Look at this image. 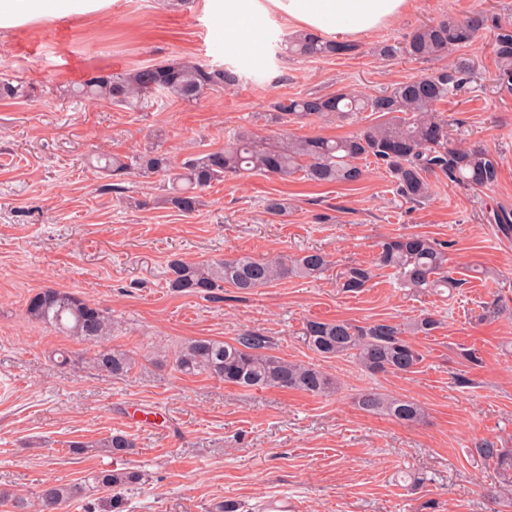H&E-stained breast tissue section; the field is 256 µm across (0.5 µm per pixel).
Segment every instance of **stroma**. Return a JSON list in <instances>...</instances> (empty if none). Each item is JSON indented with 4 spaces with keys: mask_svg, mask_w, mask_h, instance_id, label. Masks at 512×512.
<instances>
[{
    "mask_svg": "<svg viewBox=\"0 0 512 512\" xmlns=\"http://www.w3.org/2000/svg\"><path fill=\"white\" fill-rule=\"evenodd\" d=\"M476 12L512 20V0H413L387 29L358 41L354 56L298 58L282 43L295 35L288 17L270 9L262 21L258 63L224 42L211 0H114L90 18L46 17L0 34V76L32 87L31 97L0 100V493L36 502L48 483H80L83 498L61 512H100L99 471L140 475L126 512H263L285 498L299 512H512V472L474 452L481 439L512 448V316L479 320L485 303L512 308V233L490 212L512 213V96L492 76L493 28L460 55L473 81L436 105L456 142L481 143L497 160L488 188L429 175L425 204L405 203L391 178L364 162V180L315 184L254 174L212 183L191 214L157 204L159 179L129 176L125 193L88 164L94 153L159 149L183 159L223 148L228 133H281L268 121L276 100L339 90L375 93L432 73L440 62L385 58L419 26ZM231 67L237 85L195 101L168 98L141 110L90 102L71 93L95 70L120 71L178 59ZM346 119L293 124L298 135L342 138L374 123ZM271 194L288 200L281 217L264 213ZM417 233L449 242L448 266L464 284L452 295L418 294L380 270L369 288H339L345 265L372 262L387 236ZM317 248L330 261L312 279H288L242 294L214 297L169 292V260L202 261L241 254L256 259ZM497 271L499 280L478 275ZM57 288L107 309L117 324L109 346L131 349L152 364L114 379L82 364L59 369L57 350L82 358L88 344L31 321L28 297ZM432 315L431 336L415 337L424 360L411 374L362 370L352 359H324L304 343L311 319L357 324L410 322ZM255 330L274 355L319 365L337 389L326 395L277 388L245 390L206 374L176 372L167 357L190 339L234 341ZM474 349L483 363H467ZM470 383L460 386L459 375ZM374 390L420 403L424 421L403 424L361 410ZM135 442L116 457L94 443L113 432ZM83 443L73 452L72 443ZM420 476L411 486L410 475Z\"/></svg>",
    "mask_w": 512,
    "mask_h": 512,
    "instance_id": "1",
    "label": "stroma"
}]
</instances>
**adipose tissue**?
Listing matches in <instances>:
<instances>
[{"mask_svg": "<svg viewBox=\"0 0 512 512\" xmlns=\"http://www.w3.org/2000/svg\"><path fill=\"white\" fill-rule=\"evenodd\" d=\"M412 0H224V40L249 48L261 37L268 8L288 15L304 32L336 39H358L381 32L410 8ZM112 8V0H0V31H10L49 15L96 16Z\"/></svg>", "mask_w": 512, "mask_h": 512, "instance_id": "obj_1", "label": "adipose tissue"}]
</instances>
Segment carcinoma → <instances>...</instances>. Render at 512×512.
Segmentation results:
<instances>
[{
    "label": "carcinoma",
    "instance_id": "cac0c4a2",
    "mask_svg": "<svg viewBox=\"0 0 512 512\" xmlns=\"http://www.w3.org/2000/svg\"><path fill=\"white\" fill-rule=\"evenodd\" d=\"M487 19L476 13L458 19L448 17L416 29L403 46L384 45L385 57L405 55L415 61H435L470 45L485 28ZM493 53L496 58L494 82L500 92L512 94V22L493 25ZM288 51L306 58L354 56V43L324 41L301 33L288 42ZM469 60L459 57L450 66L432 74L396 83L377 94L338 92L326 96L287 98L273 103L271 119L276 123H303L328 119L353 112H373L384 120L362 128L356 134L329 139L320 135L283 134L275 139L258 137L240 130L228 136L224 148L189 156L176 164L166 153L146 151L124 158L100 156L101 169L118 181L133 170L161 174L171 181L166 193L157 197L181 213L198 210L200 192L216 181L240 178L255 173L283 180L302 174L317 184H355L365 170L358 161H373L392 178L397 194L407 203L422 204L430 198V174H442L448 181L472 188H487L498 178V163L480 144L461 147L453 143L448 122L435 109L453 91L471 81ZM239 82V75L223 65L194 60H179L141 66L135 69L93 73L71 89V94L89 100H107L115 106L146 109L162 97L196 100L209 91L222 90ZM29 96L23 82L0 77V99ZM263 210L270 216L288 211L287 199L280 195L264 198ZM451 244L421 234L388 237L379 244L369 265L350 263L339 273V286L348 293L369 287L375 272L390 268L399 286L420 294H440L458 288L463 279L448 270ZM329 266L327 255L309 249L288 257L257 260L247 255L191 262L173 259L166 271V285L173 293L212 297L226 287L249 293L283 280L316 278ZM28 318L50 325L94 347L88 358L90 367L100 374L122 379L139 362L127 350L106 345L112 336V315L106 309L78 294L45 288L26 301ZM439 322L431 315L408 323L378 320L358 325L346 320H308L302 336L308 347L324 359L350 358L371 374H408L417 369L424 356L411 340L415 335L430 336ZM269 340L255 331H246L234 342L191 339L175 350L174 370L182 375L207 374L245 389H293L321 395L336 390V383L313 363L289 361L268 352ZM358 406L369 413L387 415L404 423L425 418L423 407L415 401L365 391ZM122 457L136 444L128 435L115 432L93 444ZM475 453L503 471H512V450L483 439ZM135 471L107 470L94 476L97 486L108 492L109 512H124V491L137 483ZM84 494L80 484L45 485L39 492L40 512H57L62 504Z\"/></svg>",
    "mask_w": 512,
    "mask_h": 512
}]
</instances>
